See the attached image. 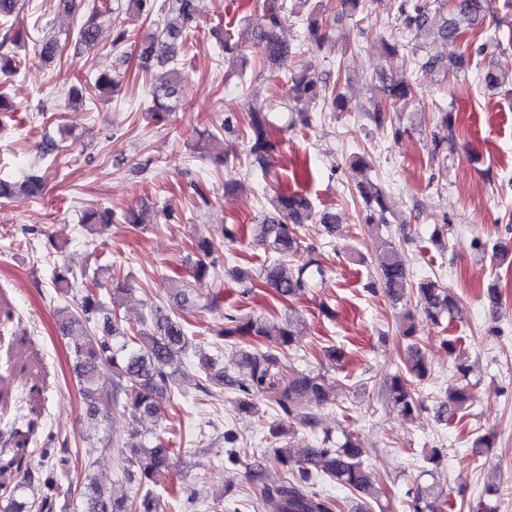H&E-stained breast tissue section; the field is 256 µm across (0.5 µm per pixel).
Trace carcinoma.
Masks as SVG:
<instances>
[{
  "label": "carcinoma",
  "instance_id": "obj_1",
  "mask_svg": "<svg viewBox=\"0 0 512 512\" xmlns=\"http://www.w3.org/2000/svg\"><path fill=\"white\" fill-rule=\"evenodd\" d=\"M165 21L160 35L168 41L169 55L174 56L187 45V32L200 14V0H167L161 5ZM289 10L288 0H263L261 14L247 23V42L256 47L263 63L272 70H282L288 62L301 54L303 43L292 44L278 36L282 14ZM19 12V0H0V24L6 28L5 39L18 43L27 38L23 30H15L14 17ZM111 12L110 0H93L88 18L79 26L76 41L88 48L98 39V19ZM398 18L409 31L429 28L430 0H397ZM486 20L485 0H454L452 12L436 29L437 40L448 47H454L466 35L483 32ZM308 40L316 44L327 37V25L323 23L319 9L315 8L304 18ZM134 40L138 52L139 68L149 70L155 60V38H131L123 29L115 31L112 46L117 47ZM468 54L448 55V64L438 55H416L414 68L447 70L461 68ZM182 79L181 73L172 72L171 78L152 91L149 115L157 121H164L176 111L173 97L176 85ZM509 80L501 71L488 67L480 73V84L497 91ZM385 102L373 101L361 106L369 119L382 128L392 123L391 109L410 97L414 92L413 82L405 77L391 79L386 85ZM291 111L297 114L298 122L304 126L312 121L308 113L310 104L317 101L329 102L333 111L347 112L350 100L341 92L331 90L316 78L305 73L291 76L288 89ZM441 126L448 134L432 137L433 151L450 142L454 133L452 114L442 113ZM248 156L251 166L267 175L275 163L278 142L270 134V122L266 113L253 112L248 122ZM40 188V178L35 173L27 175L21 183L0 178V199H9L19 193L35 194ZM359 192L365 203L364 223L380 229L389 223L386 194L382 187L371 181L359 185ZM273 211L258 217L251 233L257 245L271 254L270 262L263 268L264 282L275 293L288 298L305 288L315 276L323 277L322 266L313 258L298 259L301 244L296 228L315 216L311 199L300 192L280 191L272 199ZM379 279L386 294L398 301L407 295L410 288L409 275L397 250L391 243H384L378 257ZM53 286L59 292L68 294L71 290L81 293L77 309L64 307L60 330L75 339L72 347L75 372L80 392L89 413L93 416H108L111 408L120 406L132 418L151 424L149 432L153 442L142 441L141 436L132 435L124 440L109 439L108 447L117 449L121 463L122 478L129 484L135 483L145 489L136 496L120 495L108 489L97 477L85 469L79 475V495L83 501V512H156L158 500L156 487L160 485L174 457V449L165 437L157 433L160 408L173 396L171 378L173 371L182 364V358L192 346L186 322L174 311L162 306L150 308L149 319L141 322L136 329H125L117 314L108 309L98 295L97 277L79 275L60 266L55 271ZM224 284L211 290L206 298L190 297L191 288L177 282L174 300L181 307L193 303L200 308L214 311L223 304ZM417 303L421 311H407L406 324L402 335L413 337L419 330V319L438 322L443 314H452L457 309L456 298L439 282L426 280L416 288ZM218 335L233 340L243 336H255L264 341L265 350L254 352L242 350L236 365L246 369L237 376L222 371L212 375L218 383L227 385L243 396L265 384L266 370L262 365L276 359L277 354L292 345L295 330L287 319L276 320L224 314V328ZM112 372V390H100L99 380L103 371ZM388 402L402 415L413 418L422 409V401L414 397L400 374L393 375L385 383ZM331 396V387L319 374L296 372L288 387L276 397L275 403L293 423L305 429H315L319 419L315 408L326 404ZM470 399V393L458 389L448 401L441 404L437 417L443 421ZM343 442L338 444L324 432L316 448L275 447L269 453L274 471L266 470L254 474V482L261 498L278 503L281 512H338L336 500L320 494L312 487L313 475L319 473L329 480L357 493L360 497L378 498L362 460L363 450L357 437L341 430ZM8 438L14 441L12 448H0V497L6 501L4 512H56L55 480L51 473L61 465L64 472H70V458L64 457L50 465L38 464L35 472L27 471L21 483H11V477L20 472L26 459L24 434L13 429ZM440 503L423 489H418L408 502L409 512H437Z\"/></svg>",
  "mask_w": 512,
  "mask_h": 512
}]
</instances>
